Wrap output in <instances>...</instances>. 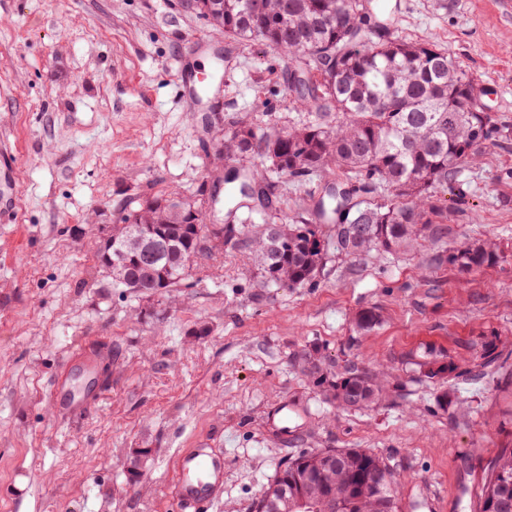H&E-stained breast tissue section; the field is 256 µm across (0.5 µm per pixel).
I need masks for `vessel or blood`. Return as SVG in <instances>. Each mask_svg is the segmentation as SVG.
<instances>
[{
    "label": "vessel or blood",
    "mask_w": 512,
    "mask_h": 512,
    "mask_svg": "<svg viewBox=\"0 0 512 512\" xmlns=\"http://www.w3.org/2000/svg\"><path fill=\"white\" fill-rule=\"evenodd\" d=\"M176 496L182 512L211 507L224 484V455L211 448H193L181 454L177 465Z\"/></svg>",
    "instance_id": "vessel-or-blood-1"
}]
</instances>
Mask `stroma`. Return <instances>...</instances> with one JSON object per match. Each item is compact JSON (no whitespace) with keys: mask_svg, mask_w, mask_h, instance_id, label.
<instances>
[{"mask_svg":"<svg viewBox=\"0 0 512 512\" xmlns=\"http://www.w3.org/2000/svg\"><path fill=\"white\" fill-rule=\"evenodd\" d=\"M385 3L393 35L448 50L507 130L437 194L439 239L333 258L313 288L264 286L226 247L183 287L147 296L113 287L96 240L123 202L210 196L236 125L305 119L288 87L294 63L227 44L180 0H0V142L14 179L0 223V512H179L178 457L203 443L224 452L213 512H249L302 448L388 457L403 512H476L462 487L512 448V0ZM203 68L221 80L187 96L186 76ZM486 239L505 262L461 273L435 259ZM368 309L379 321L363 330ZM487 342L509 359L472 375ZM303 349L382 372L384 398L329 404L291 365ZM432 357L465 376L423 377L417 363ZM60 376L98 400L53 413ZM283 403L285 437L267 423Z\"/></svg>","mask_w":512,"mask_h":512,"instance_id":"1","label":"stroma"}]
</instances>
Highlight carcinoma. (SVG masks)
<instances>
[{"label":"carcinoma","instance_id":"1","mask_svg":"<svg viewBox=\"0 0 512 512\" xmlns=\"http://www.w3.org/2000/svg\"><path fill=\"white\" fill-rule=\"evenodd\" d=\"M195 12L232 41H258L295 57L294 101L313 119L286 130L239 126L226 158L224 183L240 182L248 216L224 225L223 244L244 248L264 283L299 288L317 282L329 259L377 251L393 253L431 238L448 212L434 204L452 188L458 169L478 161L501 133L489 113L468 106L473 80L444 49L392 36L373 18L370 0H197ZM334 167L343 181L326 189L310 208L289 213L278 193L282 178L304 180ZM154 205L121 209L112 226L109 254L125 268L113 284L143 295L179 288L188 257L211 250L217 236L197 221L196 201L156 195ZM149 248L151 265L138 262ZM462 272L493 266L503 253L489 243L454 246L441 255ZM292 365L347 409H365L379 398L378 374L364 364L338 365L302 350ZM425 377L447 378L452 363ZM327 449L301 451L281 463L250 512H273L304 495L322 507L311 512H401L394 470L362 448H335L336 469L320 468ZM368 468L375 481L351 482ZM477 512H512V448H500L478 484Z\"/></svg>","mask_w":512,"mask_h":512}]
</instances>
